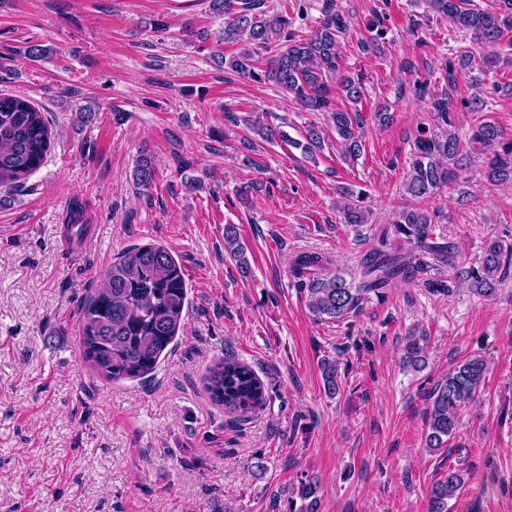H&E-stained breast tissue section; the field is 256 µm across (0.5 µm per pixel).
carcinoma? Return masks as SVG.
Masks as SVG:
<instances>
[{
    "mask_svg": "<svg viewBox=\"0 0 512 512\" xmlns=\"http://www.w3.org/2000/svg\"><path fill=\"white\" fill-rule=\"evenodd\" d=\"M431 12L444 17L454 28L478 44L494 45L512 32V0L504 8L486 11L469 8L464 0H427ZM208 10L224 18L221 40L242 43L240 50L220 61L243 78L272 81L309 112L329 114L346 163L357 160L364 151L361 129L365 116L361 80L344 74L340 64V39L349 26L344 15L327 10L311 34L289 30L288 10L260 9L259 0H208ZM266 53L267 64L258 72V54ZM351 107L339 109L336 98ZM434 127L417 129L413 155L404 187L419 199L433 196L457 180L469 168L472 155L467 146L479 144L492 149L485 160V174L491 182H512V137L492 121L478 123L469 142L450 130V100L432 102ZM246 123L261 139H281L312 158L323 150L324 140L315 125L293 139L279 128L261 121L260 116ZM54 133L44 113L28 99L0 94V188L16 189L43 164ZM156 170L148 155H141L136 180L144 189L154 183ZM346 202L343 216L347 224L366 222L365 211L353 203V193L343 190ZM394 233L405 238L411 250L391 252L386 248L388 232L378 245L362 256L361 280L356 286L326 272L329 260L319 252H303L291 262L292 275L310 276L307 307L318 319L342 321L360 314L372 297L385 295L397 280H415L423 273L438 274L456 267L457 249L433 237L434 222L422 209H404L393 220ZM224 250L242 265L244 248L236 238L234 226L224 227ZM470 289L481 296L495 293L498 283L512 274V248L496 240L484 252L480 266L465 271ZM422 285L433 292L448 293L457 286L454 278H424ZM187 283L181 266L163 247L136 246L124 252L107 270L100 288L90 294L80 310L81 357L91 369L110 380L144 377L154 371L162 354L183 326ZM322 375L328 391L338 388L336 362H323ZM487 373L481 357H470L455 366L427 394L425 445L432 450L448 447L456 433L462 406L472 402ZM211 399L241 421L266 404L264 387L247 365L227 354L215 363L206 376ZM463 486L457 470L434 482L427 497V512H448V499ZM319 483L309 477L300 483L302 512H317Z\"/></svg>",
    "mask_w": 512,
    "mask_h": 512,
    "instance_id": "carcinoma-1",
    "label": "carcinoma"
}]
</instances>
